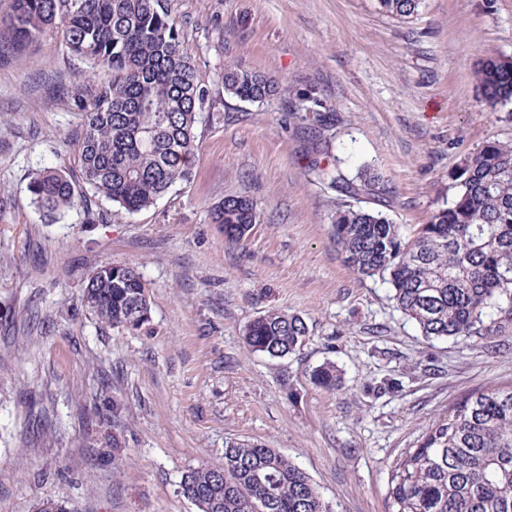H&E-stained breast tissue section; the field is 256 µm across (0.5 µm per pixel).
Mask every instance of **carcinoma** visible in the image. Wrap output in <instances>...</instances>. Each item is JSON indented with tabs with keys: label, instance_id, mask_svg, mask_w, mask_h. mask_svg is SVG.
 Segmentation results:
<instances>
[{
	"label": "carcinoma",
	"instance_id": "carcinoma-1",
	"mask_svg": "<svg viewBox=\"0 0 512 512\" xmlns=\"http://www.w3.org/2000/svg\"><path fill=\"white\" fill-rule=\"evenodd\" d=\"M380 11L416 13L422 0H377ZM56 33L64 51L91 70L79 134L66 142L75 169L33 173L31 203L45 216L105 201L128 214L156 204L193 177L197 129L210 91L184 50L167 0H5L0 59ZM485 104H512V58L488 56L474 71ZM224 92L241 102L283 100L315 131L308 140L313 179L356 200L336 211L332 235L355 274L389 285L396 307L427 338L495 336L512 323V140H490L454 175L452 203L405 234L379 211L359 205L381 189L379 176L348 177L332 156L333 113L313 91L288 88L237 64L224 66ZM224 239L239 243L257 222L254 201L229 196L213 207ZM83 301L97 319L135 330L148 320V287L138 267L104 263L84 281ZM309 335L305 321L268 311L245 328L253 353L283 358ZM310 380L334 390L336 364ZM181 491L198 512H330L309 474L258 442L229 440L224 461L191 468ZM389 512H512V388L464 395L448 417L425 428L392 467Z\"/></svg>",
	"mask_w": 512,
	"mask_h": 512
}]
</instances>
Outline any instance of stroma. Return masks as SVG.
<instances>
[{"label": "stroma", "instance_id": "obj_1", "mask_svg": "<svg viewBox=\"0 0 512 512\" xmlns=\"http://www.w3.org/2000/svg\"><path fill=\"white\" fill-rule=\"evenodd\" d=\"M211 92L190 183L130 215L93 204L45 221L33 172L64 167L86 67L45 36L0 61V512L39 500L68 512H197L179 482L222 462L239 439L307 471L332 512H387L391 468L469 392L512 385V325L483 339H433L386 284L354 274L331 222L346 199L307 172L301 123L281 101L227 96L234 63L316 90L335 112L332 153L349 174L378 173L366 199L404 229L455 194L453 176L489 139H512V106L489 108L474 69L512 57V0H424L408 18L376 0H169ZM253 199L257 222L228 244L211 218ZM107 262L132 264L149 320L101 324L82 285ZM282 310L306 344L251 353L245 327ZM336 363L341 383H311ZM310 380L315 386L334 390L340 383V373L334 362L326 361L312 369Z\"/></svg>", "mask_w": 512, "mask_h": 512}]
</instances>
